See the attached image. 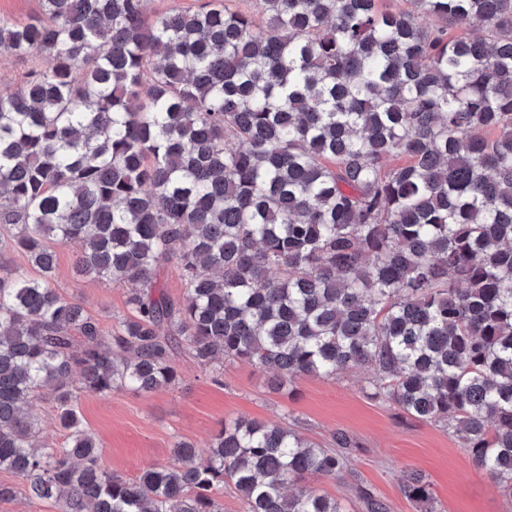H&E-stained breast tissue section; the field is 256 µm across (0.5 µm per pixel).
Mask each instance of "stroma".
Instances as JSON below:
<instances>
[{
    "instance_id": "stroma-1",
    "label": "stroma",
    "mask_w": 512,
    "mask_h": 512,
    "mask_svg": "<svg viewBox=\"0 0 512 512\" xmlns=\"http://www.w3.org/2000/svg\"><path fill=\"white\" fill-rule=\"evenodd\" d=\"M77 253L74 245L57 247L54 280L65 296L98 319L103 330H111L126 310L128 287L76 275ZM173 365L179 382L171 389L148 394L115 391L107 397L78 393L75 409L101 444L102 469L133 478L143 468L173 464L177 440L202 444L221 423L237 417L276 421L289 413L295 418L294 429L311 440L327 444L343 430L356 441L343 476L314 483L340 500L346 512H362L353 492L358 484L372 488L388 512H420L402 491L409 470L428 480L436 512H512V498L472 464L451 429L401 417L393 407L368 397L365 370L335 379L302 378L288 396L269 392L262 371L249 363L228 362L218 373L180 348Z\"/></svg>"
}]
</instances>
